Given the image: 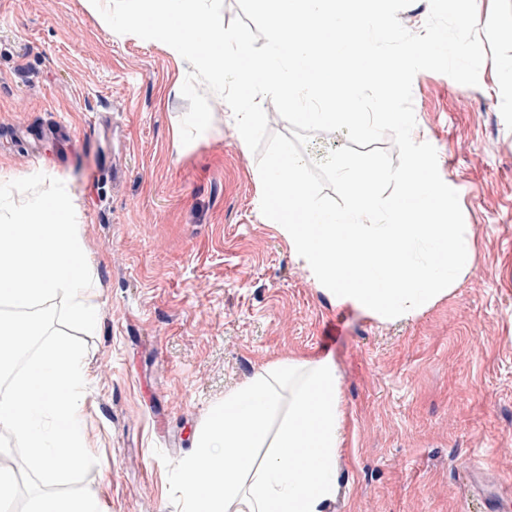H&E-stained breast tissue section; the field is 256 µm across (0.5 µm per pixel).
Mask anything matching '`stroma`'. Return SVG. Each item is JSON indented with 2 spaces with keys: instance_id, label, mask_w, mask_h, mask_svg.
I'll list each match as a JSON object with an SVG mask.
<instances>
[{
  "instance_id": "obj_1",
  "label": "stroma",
  "mask_w": 512,
  "mask_h": 512,
  "mask_svg": "<svg viewBox=\"0 0 512 512\" xmlns=\"http://www.w3.org/2000/svg\"><path fill=\"white\" fill-rule=\"evenodd\" d=\"M475 86L422 71L416 126L457 188L470 273L418 317L336 304L260 211L257 159L175 137L187 77L166 44L120 35L82 0H0V182H64L92 266L87 486L103 512H182V462L226 392L265 362L332 358L346 413L326 512H463L462 472L512 494V0H476Z\"/></svg>"
}]
</instances>
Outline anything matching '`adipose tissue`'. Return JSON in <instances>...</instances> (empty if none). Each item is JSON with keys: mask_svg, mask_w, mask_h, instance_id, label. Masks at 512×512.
Listing matches in <instances>:
<instances>
[{"mask_svg": "<svg viewBox=\"0 0 512 512\" xmlns=\"http://www.w3.org/2000/svg\"><path fill=\"white\" fill-rule=\"evenodd\" d=\"M344 433L331 358L267 361L200 427L180 470L184 512H325Z\"/></svg>", "mask_w": 512, "mask_h": 512, "instance_id": "obj_1", "label": "adipose tissue"}]
</instances>
